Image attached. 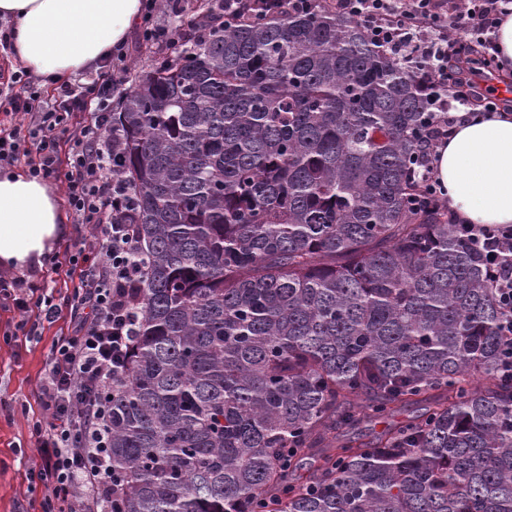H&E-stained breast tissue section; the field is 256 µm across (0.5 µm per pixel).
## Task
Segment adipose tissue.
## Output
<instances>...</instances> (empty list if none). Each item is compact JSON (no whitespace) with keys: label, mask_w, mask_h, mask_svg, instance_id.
<instances>
[{"label":"adipose tissue","mask_w":512,"mask_h":512,"mask_svg":"<svg viewBox=\"0 0 512 512\" xmlns=\"http://www.w3.org/2000/svg\"><path fill=\"white\" fill-rule=\"evenodd\" d=\"M141 0H0L12 19V51L29 70L58 81L125 41ZM448 205L467 224H512V115L466 118L437 152ZM54 195L18 172L0 174V267L42 266L59 236Z\"/></svg>","instance_id":"obj_1"}]
</instances>
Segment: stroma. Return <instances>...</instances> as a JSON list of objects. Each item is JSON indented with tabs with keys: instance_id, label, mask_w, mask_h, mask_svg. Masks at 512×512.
Wrapping results in <instances>:
<instances>
[{
	"instance_id": "1",
	"label": "stroma",
	"mask_w": 512,
	"mask_h": 512,
	"mask_svg": "<svg viewBox=\"0 0 512 512\" xmlns=\"http://www.w3.org/2000/svg\"><path fill=\"white\" fill-rule=\"evenodd\" d=\"M48 186L65 222L50 259L38 274L56 302L63 304L78 281L56 272L55 263L75 252L76 235L60 181H49ZM24 320L37 323L34 313L0 307V512H42V491L26 479L28 469L38 461L33 427L44 418L35 391L48 368L53 345L68 333V322L62 318L52 324L37 323L35 335L17 334L16 326Z\"/></svg>"
}]
</instances>
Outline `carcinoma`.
Returning <instances> with one entry per match:
<instances>
[{
    "mask_svg": "<svg viewBox=\"0 0 512 512\" xmlns=\"http://www.w3.org/2000/svg\"><path fill=\"white\" fill-rule=\"evenodd\" d=\"M181 26L112 111L146 261L121 512H512V339L482 253L409 207L415 77L326 0Z\"/></svg>",
    "mask_w": 512,
    "mask_h": 512,
    "instance_id": "1",
    "label": "carcinoma"
}]
</instances>
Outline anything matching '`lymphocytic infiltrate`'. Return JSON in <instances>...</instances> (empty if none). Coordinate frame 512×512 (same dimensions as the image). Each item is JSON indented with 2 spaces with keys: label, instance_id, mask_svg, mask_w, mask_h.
<instances>
[{
  "label": "lymphocytic infiltrate",
  "instance_id": "obj_1",
  "mask_svg": "<svg viewBox=\"0 0 512 512\" xmlns=\"http://www.w3.org/2000/svg\"><path fill=\"white\" fill-rule=\"evenodd\" d=\"M355 18L374 45L417 79L433 117L421 130L414 164L422 184L414 207L439 201L437 150L458 119L455 105L480 101L484 113L504 110L490 77L499 69L495 30L512 0H331ZM157 0H145L141 39L159 54L179 49L173 28L156 23ZM115 48L78 86L59 85L43 97L27 70L9 74L16 86L0 120V167L25 163L32 177L64 180V195L78 234L68 258L79 286L66 306L54 304L40 283L23 276L0 279V300L39 320L67 316L69 332L51 352L36 397L46 421L34 429L39 461L27 473L43 492L42 512H112V465L108 456L109 398L122 373L135 325L136 229L124 218L133 196L124 183L121 146L112 138V104L122 92ZM465 60L468 71L456 67ZM70 133L60 143L57 132ZM462 234L485 257L486 272L504 310L502 331L512 336V225L461 224Z\"/></svg>",
  "mask_w": 512,
  "mask_h": 512
}]
</instances>
